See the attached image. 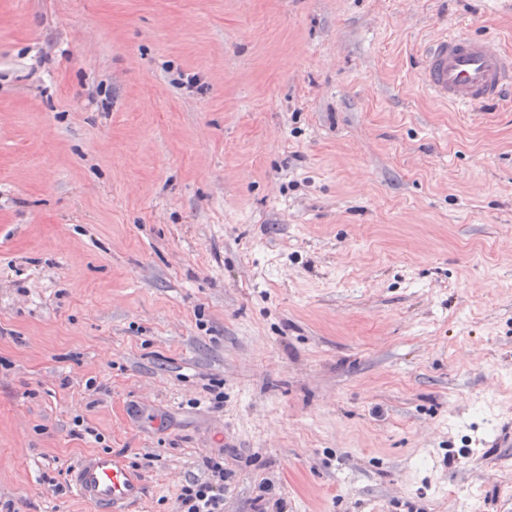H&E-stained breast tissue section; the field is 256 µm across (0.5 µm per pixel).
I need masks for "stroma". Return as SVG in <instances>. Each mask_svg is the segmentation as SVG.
I'll return each mask as SVG.
<instances>
[{
  "label": "stroma",
  "mask_w": 512,
  "mask_h": 512,
  "mask_svg": "<svg viewBox=\"0 0 512 512\" xmlns=\"http://www.w3.org/2000/svg\"><path fill=\"white\" fill-rule=\"evenodd\" d=\"M449 31L512 0H0V512L96 450L176 512L218 436L224 512H512V104L429 98Z\"/></svg>",
  "instance_id": "stroma-1"
}]
</instances>
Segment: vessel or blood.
Instances as JSON below:
<instances>
[{"label": "vessel or blood", "instance_id": "b4317fda", "mask_svg": "<svg viewBox=\"0 0 512 512\" xmlns=\"http://www.w3.org/2000/svg\"><path fill=\"white\" fill-rule=\"evenodd\" d=\"M419 72L426 91L451 105L480 108L512 94V57L486 37L441 35L427 44ZM68 482L96 512H129L145 490L133 466L104 450L82 457L70 468Z\"/></svg>", "mask_w": 512, "mask_h": 512}]
</instances>
